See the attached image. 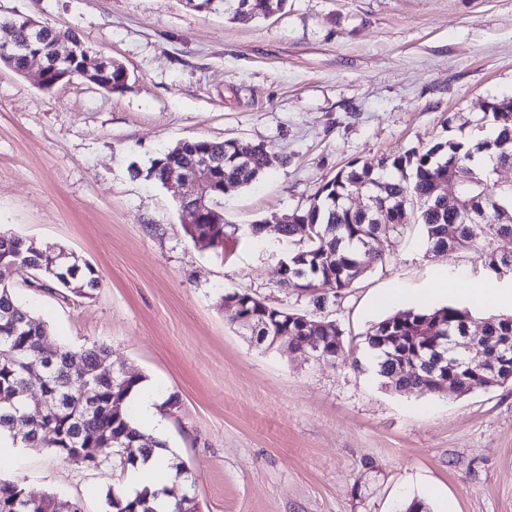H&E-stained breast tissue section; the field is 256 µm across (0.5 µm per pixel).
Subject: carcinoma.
<instances>
[{"instance_id": "1", "label": "carcinoma", "mask_w": 512, "mask_h": 512, "mask_svg": "<svg viewBox=\"0 0 512 512\" xmlns=\"http://www.w3.org/2000/svg\"><path fill=\"white\" fill-rule=\"evenodd\" d=\"M248 2L257 17L270 14V0H225L232 14H237L242 2ZM17 13L2 15L1 23L16 25L15 37L26 41L31 32L22 25ZM70 42L86 49L79 34L72 29L44 27L38 47L44 57L52 55L56 44ZM82 76L81 60H73L70 71H52L45 88L50 89L64 79ZM105 89L116 92L125 85L123 66L108 62L102 75ZM495 125V136L468 142L449 140L437 142L419 153L408 151L381 160L377 166H357L341 169L314 194L309 205L290 214L293 224H278L275 231L281 238L302 244L289 252L286 262L288 275L281 277V287L311 290L320 283L332 291L350 288L370 268L383 261L384 254L375 248L376 240L390 238L402 226L406 206H418V220L424 226L427 251L438 253L470 249L478 243L487 245L512 230V187L492 191L488 179L472 165L473 155L489 152L497 164L512 166V112H486ZM199 152H207L217 162L216 180L209 192V207L200 216L198 228L224 225V213L219 204L224 198V186L247 187L266 170L262 153L255 154L247 164L235 157L232 139L184 140L166 149L151 169L152 177L163 183L166 167L189 163ZM454 181L461 198L467 204L470 218L462 219L455 203L435 192L440 181ZM357 186L369 193V205L364 210H352L346 197ZM18 268L32 271L31 285L50 282L82 297L101 286L93 267H75L59 260L47 271L43 249L8 232L0 233V436L28 448L45 449L58 458H67L71 448H90L98 457L100 470L119 467L123 470L147 461L153 448L139 443L141 434L126 412V401L141 378L126 375L112 364V349L91 343L79 350L57 346L44 353L43 343L49 330L45 321L32 315L17 298L11 277ZM226 301H236L245 307L254 323L251 338L259 345L270 344L272 325L268 320H284V309L269 305L247 292L235 291L224 295ZM471 312L456 305L434 309L398 311L373 324L364 334L363 342L377 353V375L384 386L440 393L434 373L428 367L408 372V376L393 378L396 364L403 355H430L434 337L447 333L457 335L470 324ZM332 340L322 349L330 359L345 356L343 331L332 320H322ZM480 344L509 342L512 347V315L492 318L485 325L484 335L476 337ZM42 369L41 387L47 396L42 415L27 417L28 407L17 397L27 382L28 369ZM478 364L462 369L448 364V385L457 395L471 390V381L483 371ZM177 482L163 493L177 499L176 512H189L191 495L185 488L188 472L181 463L175 464ZM158 493L144 490L132 499L121 500L112 489L104 497L106 512H158L153 502Z\"/></svg>"}]
</instances>
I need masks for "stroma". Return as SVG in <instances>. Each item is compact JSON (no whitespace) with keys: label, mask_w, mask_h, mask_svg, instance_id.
Wrapping results in <instances>:
<instances>
[{"label":"stroma","mask_w":512,"mask_h":512,"mask_svg":"<svg viewBox=\"0 0 512 512\" xmlns=\"http://www.w3.org/2000/svg\"><path fill=\"white\" fill-rule=\"evenodd\" d=\"M75 29L121 64L124 89L82 78L51 89L37 67L0 65V229L90 263L101 286L77 297L33 288L19 300L49 344L112 349V362L156 388L165 438L200 512H512V383L470 393L382 386L361 336L425 296L444 274L512 288L476 250L429 253L416 206L386 257L315 307L279 284L293 245L251 224L305 208L351 162L493 135L487 103L512 100V0H287L238 20L224 0H0V11ZM265 143L263 177L223 200L224 244L194 243L172 189L150 175L178 142ZM245 291L335 321L353 350L315 360L255 344L225 308ZM0 476L104 512L121 470L21 449Z\"/></svg>","instance_id":"1"}]
</instances>
